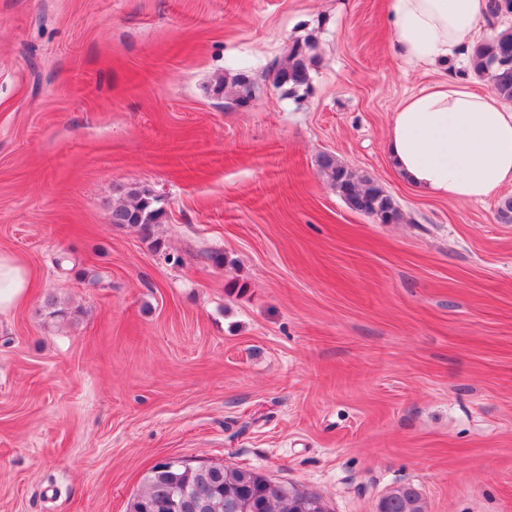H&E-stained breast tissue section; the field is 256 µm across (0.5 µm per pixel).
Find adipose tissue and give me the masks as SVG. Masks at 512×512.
Here are the masks:
<instances>
[{
	"label": "adipose tissue",
	"mask_w": 512,
	"mask_h": 512,
	"mask_svg": "<svg viewBox=\"0 0 512 512\" xmlns=\"http://www.w3.org/2000/svg\"><path fill=\"white\" fill-rule=\"evenodd\" d=\"M487 0H390L392 36L406 67H447L470 58ZM390 159L411 186L434 198L481 201L512 184V108L450 75L394 109ZM30 271L0 252V312L24 304Z\"/></svg>",
	"instance_id": "1"
}]
</instances>
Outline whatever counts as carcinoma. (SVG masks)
<instances>
[{"mask_svg": "<svg viewBox=\"0 0 512 512\" xmlns=\"http://www.w3.org/2000/svg\"><path fill=\"white\" fill-rule=\"evenodd\" d=\"M512 13V0H489L487 18ZM311 43H295L287 61L274 71L273 84L290 97L310 88L315 56ZM474 72L488 80L492 92L512 103V27L475 44L471 50ZM321 173L336 195L352 211L398 223L402 213L392 196L372 177L360 175L330 153L318 159ZM130 201L112 207V223L134 228L140 237L159 250L158 228L165 217L161 199L151 190L128 191ZM194 501L199 512H327L322 499L292 484H276L253 470L233 465L189 466L160 461L143 477V488L134 495L130 512H171L172 501ZM377 512H424L421 493L412 485L390 489L377 503Z\"/></svg>", "mask_w": 512, "mask_h": 512, "instance_id": "carcinoma-1", "label": "carcinoma"}]
</instances>
